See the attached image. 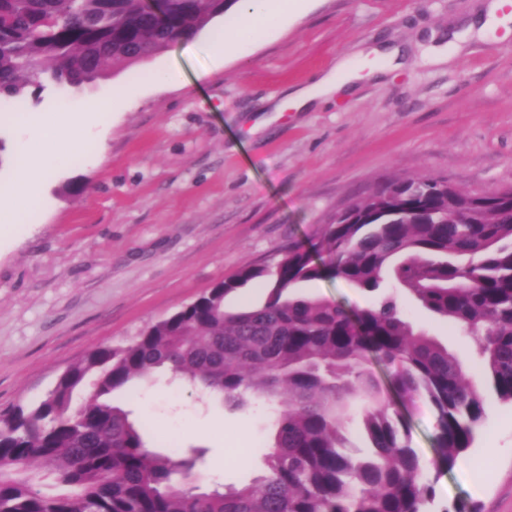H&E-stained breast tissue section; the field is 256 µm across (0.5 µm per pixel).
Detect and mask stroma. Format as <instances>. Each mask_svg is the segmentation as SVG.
<instances>
[{"label": "stroma", "instance_id": "35a3bbf8", "mask_svg": "<svg viewBox=\"0 0 512 512\" xmlns=\"http://www.w3.org/2000/svg\"><path fill=\"white\" fill-rule=\"evenodd\" d=\"M491 0H310L307 10L242 37L240 53L205 79L204 45L237 24L215 17L194 39L148 60L105 67L81 93L47 87L40 101L0 103V182L15 176V145L31 118L112 101L110 112L69 140L85 143L46 181L22 235L0 241V411L31 405L89 351L120 346L247 266H274L288 243L314 249L321 224L378 182L426 175L472 193L512 187V22L480 32ZM467 33L461 50H434ZM398 46L402 68L372 55ZM346 57L364 66L355 93L309 112H278L288 90ZM174 70L182 88L154 84ZM117 83L138 86L128 102ZM301 294L351 307L370 295L336 280ZM415 328L452 352L471 347L448 320L400 295ZM464 456L469 469L441 474L437 506L463 500L480 512H512V405L493 391ZM147 423L149 449L206 450L207 484L257 476L272 439L258 404L229 411L160 373L125 392Z\"/></svg>", "mask_w": 512, "mask_h": 512}]
</instances>
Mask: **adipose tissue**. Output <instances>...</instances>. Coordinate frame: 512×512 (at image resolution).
Returning <instances> with one entry per match:
<instances>
[{"mask_svg":"<svg viewBox=\"0 0 512 512\" xmlns=\"http://www.w3.org/2000/svg\"><path fill=\"white\" fill-rule=\"evenodd\" d=\"M232 10L237 17L236 27L217 31L206 47L217 65L238 54L242 32L258 31L267 24L268 0H237ZM133 92L132 86L115 85L111 101L127 99ZM111 101L89 100L79 109L54 113L51 122L36 129L28 138L18 141L17 174L11 182L0 184V239L12 238L20 233L29 209L39 200L42 181L65 161L61 154L38 148V141L94 120L99 114L109 111Z\"/></svg>","mask_w":512,"mask_h":512,"instance_id":"1","label":"adipose tissue"}]
</instances>
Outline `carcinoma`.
Returning a JSON list of instances; mask_svg holds the SVG:
<instances>
[{"label":"carcinoma","instance_id":"1","mask_svg":"<svg viewBox=\"0 0 512 512\" xmlns=\"http://www.w3.org/2000/svg\"><path fill=\"white\" fill-rule=\"evenodd\" d=\"M237 0H0V97L48 85L74 91L107 62L131 65L188 39ZM318 248L291 243L273 267L248 266L120 347L69 366L40 402L0 412V512H428L436 484L471 447L487 415L467 362L512 403V194L477 196L446 178L401 177L353 201L320 230ZM341 280L374 295L363 308L298 293ZM263 304L226 310L249 282ZM390 281L451 320L469 360L414 329ZM389 384L435 417L433 466L413 446ZM158 368L231 410L246 396L272 409L263 474L239 488L199 486L206 449H149L112 396ZM360 406L371 453L346 449ZM67 488L42 490L44 481Z\"/></svg>","mask_w":512,"mask_h":512}]
</instances>
